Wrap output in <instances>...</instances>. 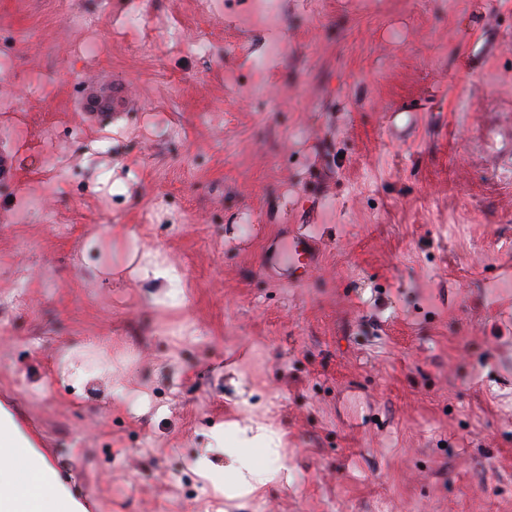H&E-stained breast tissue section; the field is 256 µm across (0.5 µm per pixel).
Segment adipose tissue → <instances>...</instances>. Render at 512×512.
<instances>
[{
	"instance_id": "1",
	"label": "adipose tissue",
	"mask_w": 512,
	"mask_h": 512,
	"mask_svg": "<svg viewBox=\"0 0 512 512\" xmlns=\"http://www.w3.org/2000/svg\"><path fill=\"white\" fill-rule=\"evenodd\" d=\"M131 275L159 282L168 297L183 292L182 281L172 265L151 252H131ZM232 429L234 441L230 463L224 473L243 494L260 497L278 475L269 458L278 456L281 439L262 422L250 425L218 424L212 430L216 445H223L225 429ZM0 512H89L86 504L62 480L53 458L40 450L35 439L16 416L0 404Z\"/></svg>"
}]
</instances>
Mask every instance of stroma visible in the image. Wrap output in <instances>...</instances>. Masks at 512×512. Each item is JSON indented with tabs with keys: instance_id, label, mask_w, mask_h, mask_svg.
<instances>
[{
	"instance_id": "obj_1",
	"label": "stroma",
	"mask_w": 512,
	"mask_h": 512,
	"mask_svg": "<svg viewBox=\"0 0 512 512\" xmlns=\"http://www.w3.org/2000/svg\"><path fill=\"white\" fill-rule=\"evenodd\" d=\"M58 4L0 0V402L92 512H512V0ZM133 246L181 298L100 276ZM252 420L281 477L215 499ZM54 368L55 377L63 386L68 387L71 393H82L88 374L83 362L77 359L74 348L63 346Z\"/></svg>"
}]
</instances>
